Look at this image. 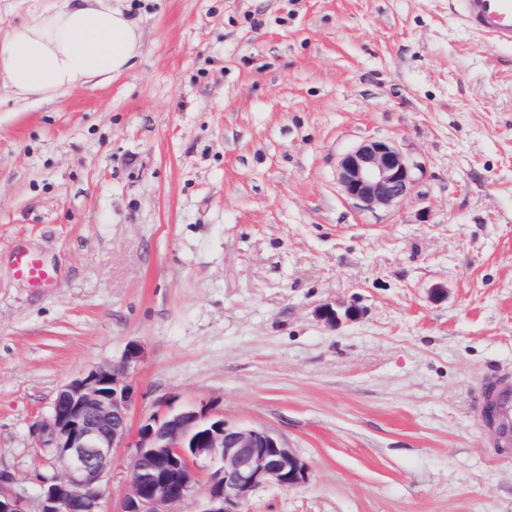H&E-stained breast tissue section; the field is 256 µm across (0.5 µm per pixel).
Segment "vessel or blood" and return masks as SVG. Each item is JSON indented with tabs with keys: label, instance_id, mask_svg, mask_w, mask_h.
<instances>
[{
	"label": "vessel or blood",
	"instance_id": "b4317fda",
	"mask_svg": "<svg viewBox=\"0 0 512 512\" xmlns=\"http://www.w3.org/2000/svg\"><path fill=\"white\" fill-rule=\"evenodd\" d=\"M448 7L471 31L495 45H512V0H448ZM15 272L21 279L40 286L52 278L51 270L34 254L17 252ZM481 404L492 412L497 435L512 432V388L506 381L488 383Z\"/></svg>",
	"mask_w": 512,
	"mask_h": 512
}]
</instances>
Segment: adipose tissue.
I'll return each instance as SVG.
<instances>
[{"label":"adipose tissue","instance_id":"adipose-tissue-1","mask_svg":"<svg viewBox=\"0 0 512 512\" xmlns=\"http://www.w3.org/2000/svg\"><path fill=\"white\" fill-rule=\"evenodd\" d=\"M142 31L117 0H30L0 39V80L20 101L50 100L131 69Z\"/></svg>","mask_w":512,"mask_h":512}]
</instances>
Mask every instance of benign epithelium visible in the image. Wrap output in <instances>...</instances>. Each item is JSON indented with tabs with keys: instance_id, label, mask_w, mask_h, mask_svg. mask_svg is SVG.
<instances>
[{
	"instance_id": "7a95c632",
	"label": "benign epithelium",
	"mask_w": 512,
	"mask_h": 512,
	"mask_svg": "<svg viewBox=\"0 0 512 512\" xmlns=\"http://www.w3.org/2000/svg\"><path fill=\"white\" fill-rule=\"evenodd\" d=\"M423 167L392 141L367 140L343 155L337 182L364 210L389 208L409 196ZM329 326L360 316L355 305L318 308ZM144 357L137 342L121 359L95 366L62 385L49 417L34 430L54 474L39 477L35 510L13 493L14 477L0 475V512H101L104 481L118 448L133 449L120 512H180L197 490L200 512H243L263 485L288 488L307 477L305 464L274 432L230 424L206 405L165 407L132 428L130 370Z\"/></svg>"
}]
</instances>
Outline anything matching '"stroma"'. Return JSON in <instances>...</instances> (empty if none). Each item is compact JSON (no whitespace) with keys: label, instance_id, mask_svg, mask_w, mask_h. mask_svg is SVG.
<instances>
[{"label":"stroma","instance_id":"1","mask_svg":"<svg viewBox=\"0 0 512 512\" xmlns=\"http://www.w3.org/2000/svg\"><path fill=\"white\" fill-rule=\"evenodd\" d=\"M127 73L52 101L0 84V471L35 503L60 387L144 348L133 421L204 403L278 434L303 482L244 512H512L477 410L512 375V45L448 0H125ZM420 162L358 209L342 155ZM53 271L42 288L14 256ZM441 295H433L435 286ZM353 304L332 328L318 307ZM132 451L101 502L118 512ZM423 167L392 141L367 140L343 155L337 182L345 197L364 210L389 208L409 196ZM14 266L16 275L32 285L40 286L52 279V272L44 262L27 251L15 254Z\"/></svg>","mask_w":512,"mask_h":512}]
</instances>
